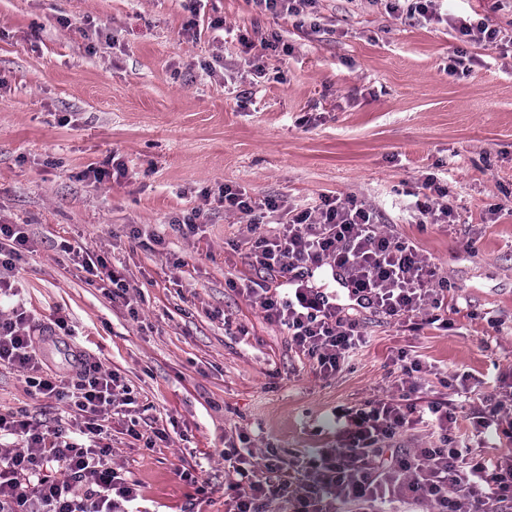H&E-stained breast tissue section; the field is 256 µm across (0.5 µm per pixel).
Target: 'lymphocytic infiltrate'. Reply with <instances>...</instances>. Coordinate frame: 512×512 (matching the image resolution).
<instances>
[{"label":"lymphocytic infiltrate","instance_id":"obj_1","mask_svg":"<svg viewBox=\"0 0 512 512\" xmlns=\"http://www.w3.org/2000/svg\"><path fill=\"white\" fill-rule=\"evenodd\" d=\"M225 210L248 221L252 266L277 272L282 288L249 289L266 319L288 331L291 347L314 359L320 373L340 371L365 338L358 315L369 311L401 322L421 315L438 322L448 302V283L410 242L380 229L355 197H323L315 209L294 212L273 198L261 201L225 189ZM283 221L275 234L261 230L266 214ZM31 244L16 224H0V297L13 294V271ZM330 267L347 291L316 287L315 270ZM69 372L51 369L23 303L0 311V365L21 373L28 392L56 399L73 411L70 427L34 421L25 410L0 414V512H130L135 482L112 465L110 422L114 408L133 404L120 373L82 355ZM420 361L403 366L396 394L336 414L340 445L315 449L304 466L299 512H384V505L410 501L423 512H512V453L474 454L457 436V408L432 401L417 408L413 374ZM431 425L430 440L412 434ZM268 480H260L257 470ZM282 460L242 451L224 442L225 512H267L288 497Z\"/></svg>","mask_w":512,"mask_h":512}]
</instances>
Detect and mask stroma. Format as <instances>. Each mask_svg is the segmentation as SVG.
Listing matches in <instances>:
<instances>
[{
	"label": "stroma",
	"instance_id": "35a3bbf8",
	"mask_svg": "<svg viewBox=\"0 0 512 512\" xmlns=\"http://www.w3.org/2000/svg\"><path fill=\"white\" fill-rule=\"evenodd\" d=\"M448 12L502 43L461 41L386 0H317L300 16L252 0H205L200 14L191 0H0V221L33 242L10 280L34 324L64 317L131 388L139 434L113 421L112 461L138 481L139 512H224L234 433L298 467L336 447V410L391 395L398 352L424 363V401L478 408L512 385V0H448ZM112 158L125 178L87 176ZM429 176L453 223H419ZM224 186L296 211L355 196L438 266L448 329L362 314L365 346L320 375L246 297L279 278L248 265L247 222L225 212ZM197 208L203 224L182 235L175 220ZM67 242L125 275L138 319L88 284ZM21 408L50 426L67 410L0 366V413ZM156 427L170 441L151 448Z\"/></svg>",
	"mask_w": 512,
	"mask_h": 512
}]
</instances>
